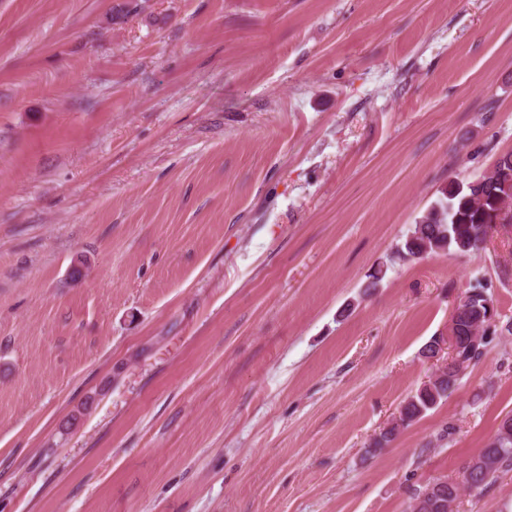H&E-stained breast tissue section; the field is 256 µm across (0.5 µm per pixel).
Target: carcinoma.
I'll return each instance as SVG.
<instances>
[{
    "label": "carcinoma",
    "mask_w": 512,
    "mask_h": 512,
    "mask_svg": "<svg viewBox=\"0 0 512 512\" xmlns=\"http://www.w3.org/2000/svg\"><path fill=\"white\" fill-rule=\"evenodd\" d=\"M507 199L512 200V152L500 155L480 177L449 179L403 243L404 258H421L439 252L459 255L479 252L493 229L489 217L494 203ZM461 303L468 311L457 318L455 336L460 347L458 355L470 365L484 357L488 346L486 334L479 333V326L498 313L486 288L479 282L466 291ZM458 380L457 372L444 371L435 381L408 397L401 406L399 418L373 439L370 450L383 448L400 429L411 426L448 399ZM509 471H512L511 415L501 421L487 446L463 464L461 480L443 482L438 478L428 482L414 494L410 512H452L461 489L482 490L494 483L498 474Z\"/></svg>",
    "instance_id": "cac0c4a2"
}]
</instances>
